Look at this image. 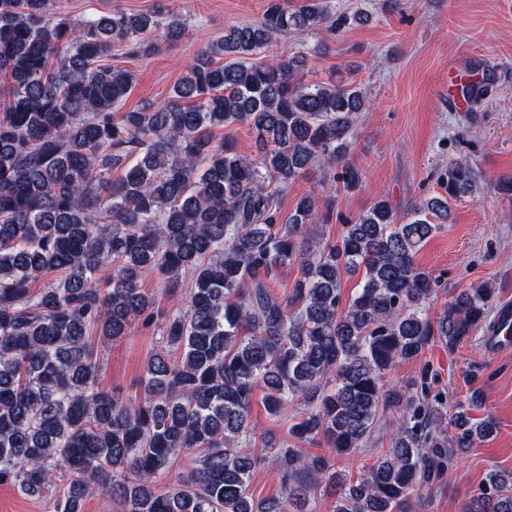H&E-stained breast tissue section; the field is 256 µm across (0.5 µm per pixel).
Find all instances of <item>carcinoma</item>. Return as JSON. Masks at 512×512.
<instances>
[{
  "label": "carcinoma",
  "mask_w": 512,
  "mask_h": 512,
  "mask_svg": "<svg viewBox=\"0 0 512 512\" xmlns=\"http://www.w3.org/2000/svg\"><path fill=\"white\" fill-rule=\"evenodd\" d=\"M52 0H0V485L30 495L65 469L57 512H81L91 488L122 512H292L315 486L336 482V459L372 444L388 407L391 448L354 484L339 485L335 512H418V490L442 480L457 453L491 435L427 373L387 387L399 364L438 339L454 348L489 320L494 289L481 283L433 318L438 281L416 263L448 222L449 199L476 190L468 161L437 177L444 193L398 219L386 197L337 238L310 233L319 197L302 195L281 219L280 193L313 169L322 188L353 189L347 161L367 93L351 81L308 84L303 60L256 56L290 32L364 22L330 0L290 9L268 0L262 19L234 26L200 51L168 99L124 111L132 74L104 63L112 47L150 49L182 36L177 14L117 13L70 23ZM493 73L461 94L485 103ZM246 124L259 157L240 155L214 131ZM123 168L119 179L112 171ZM299 277L287 300L268 279ZM186 280V306L154 310L146 273ZM359 273L344 303L341 285ZM140 325L162 346L132 399L100 381L94 344ZM268 413L300 409L290 429L324 441L303 453L250 421L256 386ZM266 458L247 451L256 440ZM186 450L200 454L185 481L165 492L155 479ZM269 461L286 494L256 501L251 473ZM463 512H512V473L492 470Z\"/></svg>",
  "instance_id": "carcinoma-1"
}]
</instances>
